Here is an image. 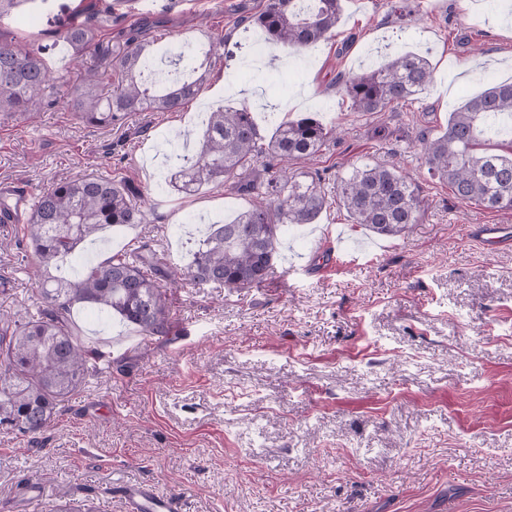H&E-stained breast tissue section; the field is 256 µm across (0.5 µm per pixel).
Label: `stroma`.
Returning a JSON list of instances; mask_svg holds the SVG:
<instances>
[{"mask_svg":"<svg viewBox=\"0 0 512 512\" xmlns=\"http://www.w3.org/2000/svg\"><path fill=\"white\" fill-rule=\"evenodd\" d=\"M0 21V39L40 50L54 76L79 73L60 35L98 10L104 53L128 37L175 48L230 37L229 61L179 112L120 126L80 124L61 104L0 114V183L42 192L96 174L141 193L147 223L109 227L102 257L148 245L162 268L190 260L189 231L228 220L248 199L224 185L194 196L169 184L168 157L216 107H250L263 136L283 118L338 128L301 171L327 203L282 234L258 286L185 282L169 292V335L149 340L91 309L82 340L109 353L84 388L31 438L0 432V512L30 487L71 512H127L118 495L149 482L181 512H512V211L462 205L430 180L423 136L488 85L512 82V0H343L333 37L310 50L267 46L257 60L242 17L264 0H38ZM396 51L427 53L434 82L412 103L354 112L337 79ZM224 83L221 97L212 86ZM387 161L422 187L409 235L372 238L336 199L352 168ZM474 224L502 226L484 244ZM0 224V310H33L39 276Z\"/></svg>","mask_w":512,"mask_h":512,"instance_id":"35a3bbf8","label":"stroma"}]
</instances>
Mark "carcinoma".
<instances>
[{"label": "carcinoma", "instance_id": "1", "mask_svg": "<svg viewBox=\"0 0 512 512\" xmlns=\"http://www.w3.org/2000/svg\"><path fill=\"white\" fill-rule=\"evenodd\" d=\"M34 0H0V19L30 12ZM342 13V0H265L263 9L242 20L266 42L306 50L330 38ZM62 40L72 60L84 66L81 85L66 100L76 119L92 126H120L137 112H178L208 81L212 57H224L226 40L207 50L182 44L169 60L167 76L147 69L151 44L136 38L111 55L118 75L107 90L104 73L87 58L101 52L99 29L85 22L70 26ZM430 60L417 52L397 53L379 68H366L339 82L351 109L363 115L385 112L413 101L433 82ZM37 50L0 40V112H35L58 94ZM512 122V84L498 83L449 114L436 137L421 139V155L430 178L448 185L457 202L491 211H512V148L493 150L480 138L496 121ZM336 135L312 115L281 120L270 138L262 136L248 107H217L194 142L190 156H172L169 184L191 196L210 184H222L251 198L232 222L215 224L195 242L185 273L170 279L155 252L142 245L87 265L76 278L61 270L77 247L94 241L106 227L147 223V210L122 182L86 175L57 182L39 195L23 227L27 257L44 274V304L35 312L0 313V429L34 436L46 429L56 409L87 382L90 361L104 353L78 341L71 326L77 306L97 310L138 329L141 336H166L171 321L167 288L179 281L215 284L230 290L263 283L273 269L281 228L313 224L326 206L316 179L291 170L293 162L318 154ZM268 165L256 169L261 159ZM336 196L352 222L385 237H400L422 220L420 184L384 164H365L336 181Z\"/></svg>", "mask_w": 512, "mask_h": 512}]
</instances>
